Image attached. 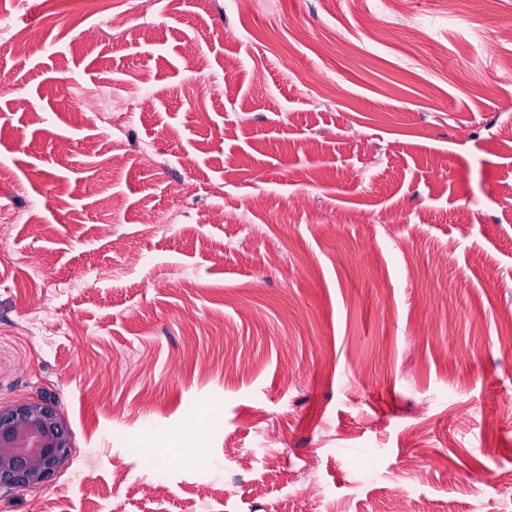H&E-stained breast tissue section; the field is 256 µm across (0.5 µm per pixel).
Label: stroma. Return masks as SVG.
I'll return each instance as SVG.
<instances>
[{
	"label": "stroma",
	"instance_id": "1",
	"mask_svg": "<svg viewBox=\"0 0 512 512\" xmlns=\"http://www.w3.org/2000/svg\"><path fill=\"white\" fill-rule=\"evenodd\" d=\"M509 27L0 0V408L72 444L0 512H512Z\"/></svg>",
	"mask_w": 512,
	"mask_h": 512
}]
</instances>
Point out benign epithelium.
Listing matches in <instances>:
<instances>
[{
  "mask_svg": "<svg viewBox=\"0 0 512 512\" xmlns=\"http://www.w3.org/2000/svg\"><path fill=\"white\" fill-rule=\"evenodd\" d=\"M68 432L52 407L25 402L0 410V487L30 488L68 462Z\"/></svg>",
  "mask_w": 512,
  "mask_h": 512,
  "instance_id": "7a95c632",
  "label": "benign epithelium"
}]
</instances>
